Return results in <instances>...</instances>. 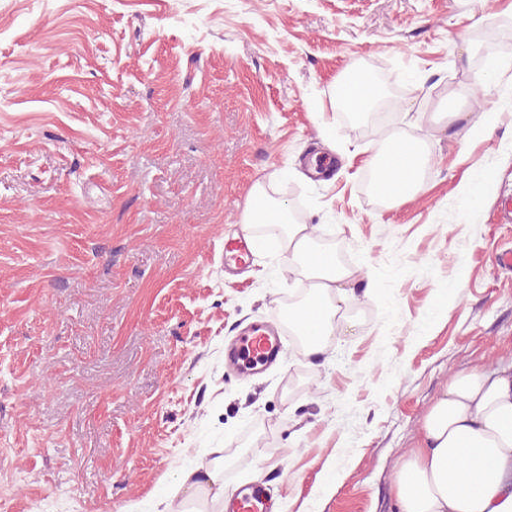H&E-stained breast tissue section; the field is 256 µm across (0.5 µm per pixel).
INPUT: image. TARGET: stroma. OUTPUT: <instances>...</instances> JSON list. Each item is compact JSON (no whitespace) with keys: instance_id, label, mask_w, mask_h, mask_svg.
<instances>
[{"instance_id":"stroma-1","label":"stroma","mask_w":512,"mask_h":512,"mask_svg":"<svg viewBox=\"0 0 512 512\" xmlns=\"http://www.w3.org/2000/svg\"><path fill=\"white\" fill-rule=\"evenodd\" d=\"M502 21L512 0H0V512H156L216 448L225 487L263 483L277 512H395L451 374L512 360ZM350 69L389 128L337 106ZM390 128L430 151L393 209L365 186ZM271 174L344 248L355 326L242 378L225 343L311 290L284 233L239 222ZM251 260V251L244 237L224 240V264L237 270L245 269Z\"/></svg>"}]
</instances>
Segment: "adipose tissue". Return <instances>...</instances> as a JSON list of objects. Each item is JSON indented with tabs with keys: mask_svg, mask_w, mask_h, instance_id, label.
Segmentation results:
<instances>
[{
	"mask_svg": "<svg viewBox=\"0 0 512 512\" xmlns=\"http://www.w3.org/2000/svg\"><path fill=\"white\" fill-rule=\"evenodd\" d=\"M379 91L357 73L337 88L336 100L355 118L374 109ZM429 155L416 137L391 133L368 162L370 192L394 208L417 195ZM244 228L278 224L287 232L290 267L314 282L315 294L288 310V323L304 336L307 353L322 352L336 329L338 295L349 272L335 253L315 249L308 225L293 221L288 208L256 182L241 216ZM224 451L202 470L185 473L190 497L224 494ZM392 494L398 512H512V364L454 372L426 409L412 448L397 467Z\"/></svg>",
	"mask_w": 512,
	"mask_h": 512,
	"instance_id": "1",
	"label": "adipose tissue"
}]
</instances>
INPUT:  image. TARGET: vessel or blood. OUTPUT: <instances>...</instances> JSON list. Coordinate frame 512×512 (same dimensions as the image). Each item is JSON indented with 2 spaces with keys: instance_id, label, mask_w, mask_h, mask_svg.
I'll return each mask as SVG.
<instances>
[{
  "instance_id": "1",
  "label": "vessel or blood",
  "mask_w": 512,
  "mask_h": 512,
  "mask_svg": "<svg viewBox=\"0 0 512 512\" xmlns=\"http://www.w3.org/2000/svg\"><path fill=\"white\" fill-rule=\"evenodd\" d=\"M251 251L244 238H228L224 242V262L236 269H245ZM284 350V331L274 322L247 327L224 351V361L231 371L249 375L276 363ZM272 501L266 487L246 483L234 490L224 501V512H271Z\"/></svg>"
}]
</instances>
